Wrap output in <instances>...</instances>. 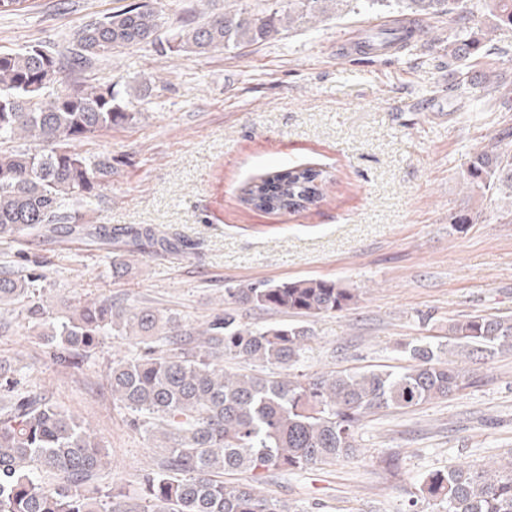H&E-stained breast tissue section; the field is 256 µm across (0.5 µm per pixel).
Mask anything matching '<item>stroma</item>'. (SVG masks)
<instances>
[{
  "label": "stroma",
  "instance_id": "1",
  "mask_svg": "<svg viewBox=\"0 0 512 512\" xmlns=\"http://www.w3.org/2000/svg\"><path fill=\"white\" fill-rule=\"evenodd\" d=\"M132 0H29L0 15V51L34 44L73 47L79 27ZM160 16L154 42L98 62L94 83L115 84L135 123L78 143L82 154H112L115 171L86 206L94 224H144L188 241V249L143 255L121 278L119 247L63 251L37 234L0 238V271H35L36 296L54 318L89 300L151 306L188 328L225 308L252 327L304 324L312 335L297 366L309 377L329 371L395 369L401 343L443 339L466 315L512 316V223L498 191L467 185V158L512 130V110L488 105L485 78L512 82V31L493 41L504 52L454 88L442 48L458 32L431 20L426 40L374 58L355 54L363 34L385 14H341L282 31L276 38L205 55L164 54L183 20L247 9L264 0H148ZM148 98H141L142 85ZM319 170L323 199L296 213L244 203L257 179L291 167ZM470 215L456 226L449 215ZM317 278L352 288L351 309L301 317L231 306L227 289L250 283ZM139 351L112 335L82 369L56 363L24 304L0 315V360L22 390L44 392L97 431L112 461L105 482L141 496L140 473L153 442L127 425L128 412L106 387L108 365ZM448 360L465 366L470 384L455 395L368 416L355 457L274 473L260 489L292 512H439L423 498L430 471L468 465L495 468L512 457V351Z\"/></svg>",
  "mask_w": 512,
  "mask_h": 512
}]
</instances>
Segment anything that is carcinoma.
I'll list each match as a JSON object with an SVG mask.
<instances>
[{"instance_id": "obj_1", "label": "carcinoma", "mask_w": 512, "mask_h": 512, "mask_svg": "<svg viewBox=\"0 0 512 512\" xmlns=\"http://www.w3.org/2000/svg\"><path fill=\"white\" fill-rule=\"evenodd\" d=\"M375 12L397 9L423 21L443 16L467 29L482 19L490 32L512 30V0H271L264 12L242 10L187 21L160 44L163 53L204 54L264 42L309 22L330 19L360 2ZM159 17L149 5L91 19L77 30V50L66 55L42 44L0 52V144L23 139L24 148L0 147V237L33 231L81 236L103 245L123 242L128 252L159 254L179 245L149 225L113 227L90 224L85 213L65 201H87L112 179V154L93 159L76 143L98 132L132 123L112 84L74 80L68 90L45 98L47 73L82 74L97 61L150 39ZM410 26L390 35L373 34L359 52L379 56L407 48ZM497 47L458 36L444 52L455 64L458 83ZM468 184L506 192L512 198V151L494 144L464 163ZM319 173L309 168L277 171L250 185L246 202L262 210L298 211L320 195ZM37 274L0 272V312L26 303L27 316L56 345L57 363L80 369L106 337L123 332L143 345L131 358L112 362L107 381L112 400L129 411V426L152 438L160 459L144 470L139 503L116 487H103L109 455L91 427L31 391L17 388L10 366L0 363V512H290L254 483L274 471H297L348 457L363 419L378 410L410 408L446 399L469 384L466 371L443 358V344L420 340L400 344L409 364L400 373L331 371L309 379L290 372L305 351L311 330L278 324L252 328L226 309L201 330H187L151 307H119L109 300L85 302L69 317L53 321L34 299ZM227 294L235 304L300 316L336 314L357 295L334 280L263 281ZM448 342L468 357L512 350V317L468 315L448 323ZM242 359L263 373L224 370V358ZM250 474V480L224 484V472ZM419 492L442 512H512V461L501 470L454 466L420 481Z\"/></svg>"}]
</instances>
